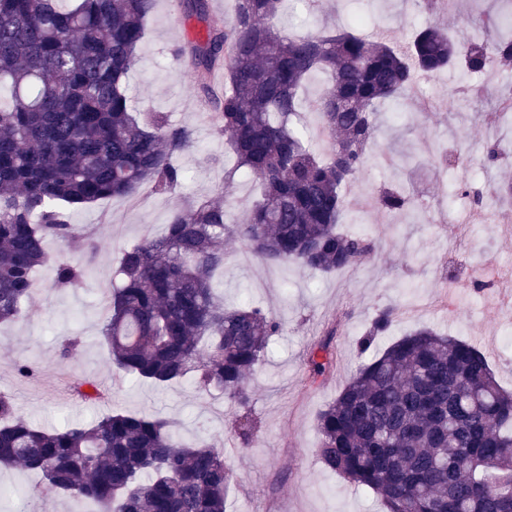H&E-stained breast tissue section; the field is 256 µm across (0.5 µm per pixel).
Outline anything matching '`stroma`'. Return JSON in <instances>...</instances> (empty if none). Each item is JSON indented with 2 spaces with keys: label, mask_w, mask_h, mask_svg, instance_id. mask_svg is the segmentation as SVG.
Here are the masks:
<instances>
[{
  "label": "stroma",
  "mask_w": 512,
  "mask_h": 512,
  "mask_svg": "<svg viewBox=\"0 0 512 512\" xmlns=\"http://www.w3.org/2000/svg\"><path fill=\"white\" fill-rule=\"evenodd\" d=\"M490 7L489 0H457L431 18L421 0H320L316 5L296 0L293 21L283 30L333 31L360 18L364 36L389 30L402 42L430 18L463 34L480 24ZM206 38L205 22L188 13L182 0H157L140 64L126 86L135 107L168 113L191 131L190 146L174 156L188 178L174 197L156 194L145 184L131 198L104 199L71 210L76 238L47 241L52 261L37 271L30 316L0 323V393L10 395L31 424L46 428L86 425L116 409L176 421L185 440H207L223 448L235 475L228 512H386L376 494L325 469L316 456V417L361 363L357 342L377 308L394 305L399 314L372 353H382L416 328L430 327L492 355L498 381L512 390V361L494 357L502 333L512 330V226L483 223L472 213L463 222L450 221L457 172L438 165L404 172L397 163L402 156L420 155L423 142L433 138L467 157H480L490 102L471 100L466 88L474 77L452 69L428 80L426 94L410 92L398 107H379L372 158L342 191L347 224L377 244L369 265L328 276L313 274L248 259L241 241L225 240L220 281L226 305L248 300L280 319L282 331L272 337L255 372L248 408L188 380L160 392L120 376L103 336L106 288L113 283L121 252L147 235L162 234L176 198L222 195L232 219L240 221L258 196L250 179L225 185V139L213 128V108L197 94L198 72L173 53L179 45ZM389 185L422 199L429 223H414L404 213L357 209L368 190ZM452 248L468 258L475 277L482 275L485 258H498L493 288L482 293L467 287L447 289L439 264ZM60 257L87 265L79 288L53 289V261ZM332 326L337 336L329 365L323 375H312L307 353ZM73 336L80 339L78 349L62 357L65 339ZM23 362L39 366V373L19 377L16 366ZM83 380L96 381L105 400L91 404L73 396L72 385ZM244 414L255 424L253 442L246 448L235 437V421Z\"/></svg>",
  "instance_id": "35a3bbf8"
}]
</instances>
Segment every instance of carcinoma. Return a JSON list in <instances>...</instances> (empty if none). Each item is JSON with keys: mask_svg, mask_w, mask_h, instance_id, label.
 Segmentation results:
<instances>
[{"mask_svg": "<svg viewBox=\"0 0 512 512\" xmlns=\"http://www.w3.org/2000/svg\"><path fill=\"white\" fill-rule=\"evenodd\" d=\"M283 0H237L232 20L208 17L196 65L224 67V89H199L215 108L240 175L261 189L249 218L235 224L223 202L185 199L166 232L121 253L104 336L126 377L163 389L190 379L249 404V379L280 320L259 306L228 308L215 282L224 240L234 238L265 264L320 274L367 265L373 239L342 229V189L369 160L376 107L458 66L469 76L501 67L512 88V20L497 10L467 44L429 22L400 44L352 28L284 34ZM156 0H0V323L29 313L49 238H75L68 210L133 196L145 182L173 195L187 178L173 155L192 133L162 112L133 110L126 78L140 62ZM315 73L328 85L311 101L329 154L311 150L299 129V91ZM507 143L486 142L482 162L498 164ZM374 208L427 211L400 191ZM87 267L55 261L56 288H76ZM397 310L379 309L359 340L366 352ZM336 330L310 354L324 364ZM322 465L373 491L387 512H512V391L486 354L454 336L417 328L361 364L317 415ZM0 466L42 476L37 496L64 495L104 512H226L233 470L224 449L185 442L174 422L113 411L87 426L42 429L0 394Z\"/></svg>", "mask_w": 512, "mask_h": 512, "instance_id": "cac0c4a2", "label": "carcinoma"}]
</instances>
